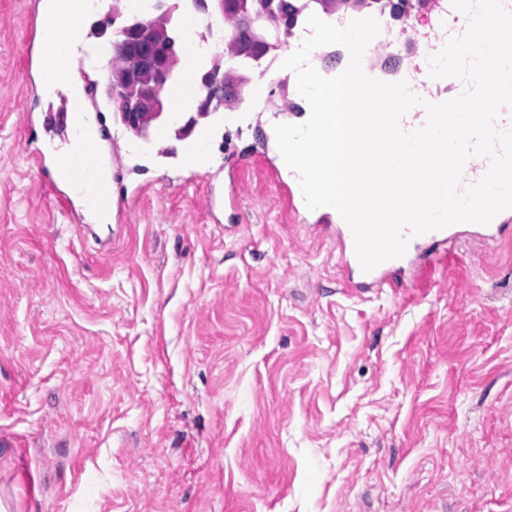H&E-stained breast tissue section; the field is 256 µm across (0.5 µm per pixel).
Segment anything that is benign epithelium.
I'll list each match as a JSON object with an SVG mask.
<instances>
[{"label":"benign epithelium","instance_id":"7a95c632","mask_svg":"<svg viewBox=\"0 0 512 512\" xmlns=\"http://www.w3.org/2000/svg\"><path fill=\"white\" fill-rule=\"evenodd\" d=\"M358 10L378 8L397 11L394 0H352ZM263 0H236L237 17L241 27L252 37L248 53H269L274 44L258 26ZM113 49L121 48L144 58L136 72L111 68L102 89L104 96L119 110L122 122L131 130L144 133L168 114L165 99L167 86L179 64L181 44L168 24L150 26L141 21L124 25L115 31ZM204 95L197 114L206 116L221 108L233 110L242 102L246 77L235 70H224L221 61L200 78Z\"/></svg>","mask_w":512,"mask_h":512}]
</instances>
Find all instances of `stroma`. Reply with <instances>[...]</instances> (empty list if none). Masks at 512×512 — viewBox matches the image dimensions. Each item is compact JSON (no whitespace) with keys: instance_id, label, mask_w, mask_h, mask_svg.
<instances>
[{"instance_id":"stroma-1","label":"stroma","mask_w":512,"mask_h":512,"mask_svg":"<svg viewBox=\"0 0 512 512\" xmlns=\"http://www.w3.org/2000/svg\"><path fill=\"white\" fill-rule=\"evenodd\" d=\"M0 0V505L6 512H512V237L462 228L400 288H345L268 170L271 113L159 152L107 112L125 224L73 223L34 163L69 140ZM246 165L229 172L228 154ZM236 194L207 212L205 185Z\"/></svg>"}]
</instances>
